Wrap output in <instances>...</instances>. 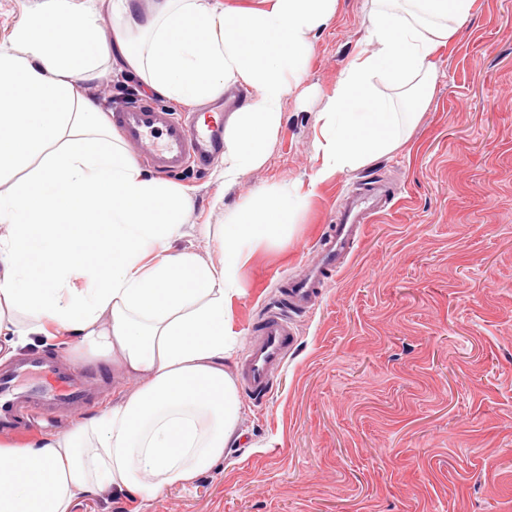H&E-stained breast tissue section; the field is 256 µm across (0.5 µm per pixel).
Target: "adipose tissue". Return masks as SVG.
Wrapping results in <instances>:
<instances>
[{
	"instance_id": "adipose-tissue-1",
	"label": "adipose tissue",
	"mask_w": 512,
	"mask_h": 512,
	"mask_svg": "<svg viewBox=\"0 0 512 512\" xmlns=\"http://www.w3.org/2000/svg\"><path fill=\"white\" fill-rule=\"evenodd\" d=\"M112 41L88 0H37L0 41V335L7 348L55 333L111 357L135 388L88 420L22 447L0 444V512H69L109 490L155 498L213 469L237 439L241 400L224 303L253 249L284 234L306 197L250 191L224 214V259L174 248L193 202L148 176L88 91L118 50L146 89L203 104L248 100L224 127L225 187L265 163L287 96L339 0H111ZM475 0H366L367 37L321 112L324 166L393 151L427 108L438 49ZM149 34L134 47L132 30ZM105 225L93 245L84 231Z\"/></svg>"
}]
</instances>
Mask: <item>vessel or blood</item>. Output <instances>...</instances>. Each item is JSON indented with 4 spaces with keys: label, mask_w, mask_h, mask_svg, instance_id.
Masks as SVG:
<instances>
[{
    "label": "vessel or blood",
    "mask_w": 512,
    "mask_h": 512,
    "mask_svg": "<svg viewBox=\"0 0 512 512\" xmlns=\"http://www.w3.org/2000/svg\"><path fill=\"white\" fill-rule=\"evenodd\" d=\"M112 125L123 141L140 148V161L156 174L173 177L204 169L224 151V124L201 119L195 112L176 115L150 101L116 108ZM391 197L381 182L368 193L352 191L324 239L315 259L299 275L281 284L282 310L266 311L249 338L238 376L254 398L266 397L296 344L293 315L304 314L317 301L329 279L348 259L374 216L385 211ZM95 400L91 383L72 374L50 356L32 355L0 369V436L21 437L32 410L69 414Z\"/></svg>",
    "instance_id": "obj_1"
}]
</instances>
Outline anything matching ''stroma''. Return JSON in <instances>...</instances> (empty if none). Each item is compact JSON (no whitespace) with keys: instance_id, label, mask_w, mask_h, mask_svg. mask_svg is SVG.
<instances>
[{"instance_id":"obj_1","label":"stroma","mask_w":512,"mask_h":512,"mask_svg":"<svg viewBox=\"0 0 512 512\" xmlns=\"http://www.w3.org/2000/svg\"><path fill=\"white\" fill-rule=\"evenodd\" d=\"M364 5L340 0L315 39L262 166L230 189L219 160L177 180L210 231L176 245L220 261L225 209L257 188L308 192L299 223L239 273L224 325L240 356L278 280L302 270L347 190L381 179L391 204L296 317L295 349L269 396L242 395V437L210 472L150 501L81 495L70 512H512V0H476L439 49L430 104L399 147L328 174L318 112L364 45ZM123 84L142 87L119 56L105 57L91 94L116 105ZM34 352L79 372L100 367L102 406L132 386L66 337L16 349Z\"/></svg>"}]
</instances>
